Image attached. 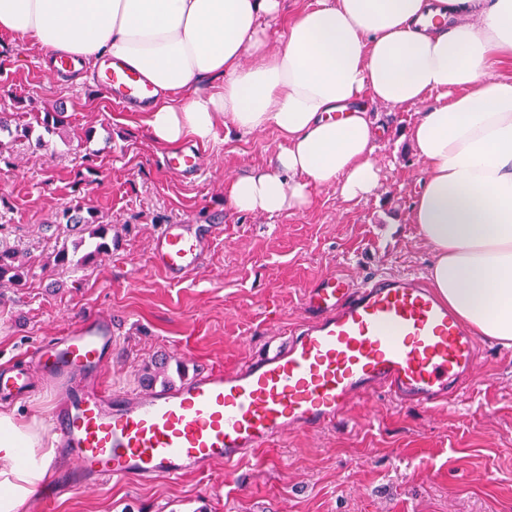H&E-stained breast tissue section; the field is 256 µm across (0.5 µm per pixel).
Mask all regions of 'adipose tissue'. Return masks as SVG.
Wrapping results in <instances>:
<instances>
[{"mask_svg": "<svg viewBox=\"0 0 512 512\" xmlns=\"http://www.w3.org/2000/svg\"><path fill=\"white\" fill-rule=\"evenodd\" d=\"M281 0H0V34L93 70L123 61L154 88L161 147L207 144L218 125L274 128V160L236 177L237 212L306 209L314 192L368 197L381 127L364 105L426 106L408 130L426 176L408 214L432 288L472 331L512 345V0H308L269 45ZM40 422L0 410V512L44 487Z\"/></svg>", "mask_w": 512, "mask_h": 512, "instance_id": "adipose-tissue-1", "label": "adipose tissue"}]
</instances>
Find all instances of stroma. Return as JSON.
Listing matches in <instances>:
<instances>
[{"label": "stroma", "mask_w": 512, "mask_h": 512, "mask_svg": "<svg viewBox=\"0 0 512 512\" xmlns=\"http://www.w3.org/2000/svg\"><path fill=\"white\" fill-rule=\"evenodd\" d=\"M16 110L30 132L0 150V244L18 250L28 275L19 286L0 281V371L25 372L29 384L0 403L18 405L23 419L50 424L58 400L36 349L77 321L111 318L116 341L101 378L116 393L143 391L146 368L161 359L177 385L283 348L303 318L304 288L325 275L428 274L431 251L407 220L424 174L407 136L417 107L372 105L385 130L372 195L346 202L319 189L307 209L272 217L231 209L225 185L273 158L276 129L217 127L200 151L201 175L180 179L141 113L114 105L89 77L47 68L37 45L0 35V112ZM55 111L63 122L45 133L40 118ZM74 206L110 225V249L79 269L49 265L57 219ZM177 220L224 234L199 269L172 282L149 257L158 227ZM482 344L473 378L449 402L376 393L235 470L216 463L175 481L70 488L20 512H512V347Z\"/></svg>", "instance_id": "35a3bbf8"}]
</instances>
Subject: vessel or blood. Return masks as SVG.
Returning <instances> with one entry per match:
<instances>
[{
	"instance_id": "1",
	"label": "vessel or blood",
	"mask_w": 512,
	"mask_h": 512,
	"mask_svg": "<svg viewBox=\"0 0 512 512\" xmlns=\"http://www.w3.org/2000/svg\"><path fill=\"white\" fill-rule=\"evenodd\" d=\"M97 86L130 107L153 89L121 61L105 64ZM165 168L200 175L182 151ZM218 225L166 224L151 264L180 280L199 268ZM308 320L287 346L238 368L197 374L170 390L111 394L96 376L112 353V321L73 324L41 347L50 386L64 399L52 433L88 486L134 477L175 479L215 463L233 469L288 431L332 425L358 399L383 390L429 406L459 394L471 379L479 342L447 304L412 274L374 276L360 286L330 274L302 294Z\"/></svg>"
}]
</instances>
